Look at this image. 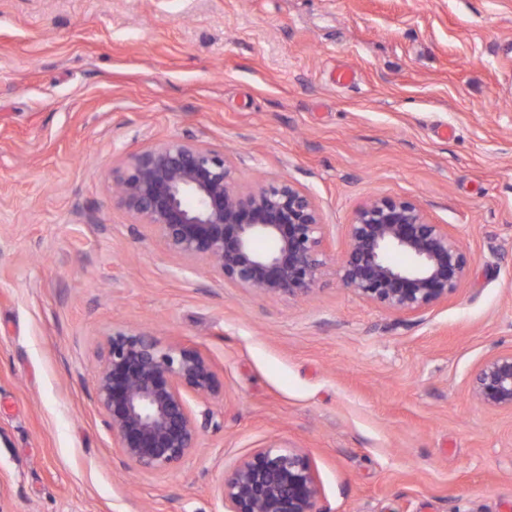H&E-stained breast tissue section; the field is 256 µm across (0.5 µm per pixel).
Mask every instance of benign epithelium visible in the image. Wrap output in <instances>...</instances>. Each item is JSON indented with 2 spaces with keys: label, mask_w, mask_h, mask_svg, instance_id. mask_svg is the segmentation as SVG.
<instances>
[{
  "label": "benign epithelium",
  "mask_w": 512,
  "mask_h": 512,
  "mask_svg": "<svg viewBox=\"0 0 512 512\" xmlns=\"http://www.w3.org/2000/svg\"><path fill=\"white\" fill-rule=\"evenodd\" d=\"M119 204L153 226L168 248L220 273L224 282L270 297L307 296L327 275L326 224L315 197L287 178L240 185L222 151L173 138L130 155L113 172ZM267 239L270 250L254 242ZM400 253L407 263L391 261ZM471 256L446 224L412 200L374 197L347 224L337 263L342 284L391 312H423L456 292ZM482 406L512 412V349L487 356L470 380ZM95 402L125 468L164 472L197 449L199 427L186 394L220 393L208 359L150 333L112 330L94 377ZM224 512H321L320 483L294 448H257L223 471Z\"/></svg>",
  "instance_id": "benign-epithelium-1"
}]
</instances>
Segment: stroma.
<instances>
[{"label": "stroma", "mask_w": 512, "mask_h": 512, "mask_svg": "<svg viewBox=\"0 0 512 512\" xmlns=\"http://www.w3.org/2000/svg\"><path fill=\"white\" fill-rule=\"evenodd\" d=\"M339 69L349 84L332 82ZM308 189L328 254L375 196L472 256L447 302L244 291L135 223L112 172L157 142ZM198 348L197 450L125 469L94 399L113 328ZM512 349V0H0V512H224V468L304 452L321 512H512V414L470 377Z\"/></svg>", "instance_id": "stroma-1"}]
</instances>
